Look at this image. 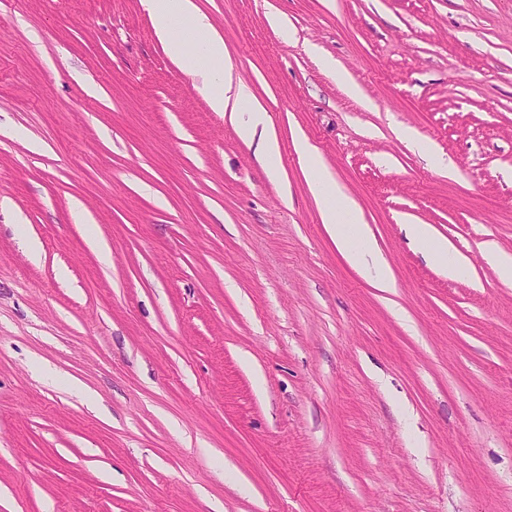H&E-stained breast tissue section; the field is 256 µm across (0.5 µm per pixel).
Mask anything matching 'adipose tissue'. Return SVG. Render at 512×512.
<instances>
[{"instance_id":"obj_1","label":"adipose tissue","mask_w":512,"mask_h":512,"mask_svg":"<svg viewBox=\"0 0 512 512\" xmlns=\"http://www.w3.org/2000/svg\"><path fill=\"white\" fill-rule=\"evenodd\" d=\"M143 3L157 36L182 70L202 77V91L211 109L239 113L240 137L246 143L256 144L266 171L277 174L279 151L268 129L267 114L260 104L252 101L243 84L235 83L224 40L215 33L208 16L200 11L195 0H143ZM301 158L330 237L352 266L370 273L376 287L392 290L394 278L365 230L357 205L323 167L313 146L302 144ZM409 232L430 257L447 267L449 275H458L466 266V258L447 241L436 238L429 225H410Z\"/></svg>"}]
</instances>
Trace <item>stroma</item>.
Wrapping results in <instances>:
<instances>
[{
    "mask_svg": "<svg viewBox=\"0 0 512 512\" xmlns=\"http://www.w3.org/2000/svg\"><path fill=\"white\" fill-rule=\"evenodd\" d=\"M195 2L278 175L140 0H0V512H512V0ZM301 159L310 174V187L321 204L322 223L326 224L330 237L352 266L369 272L377 288L391 291L395 288L394 278L365 230L357 205L323 167L313 146L301 144ZM409 232L430 257L448 268L449 276L458 275L468 263L464 256L448 246V241L436 238L428 224H410Z\"/></svg>",
    "mask_w": 512,
    "mask_h": 512,
    "instance_id": "1",
    "label": "stroma"
}]
</instances>
